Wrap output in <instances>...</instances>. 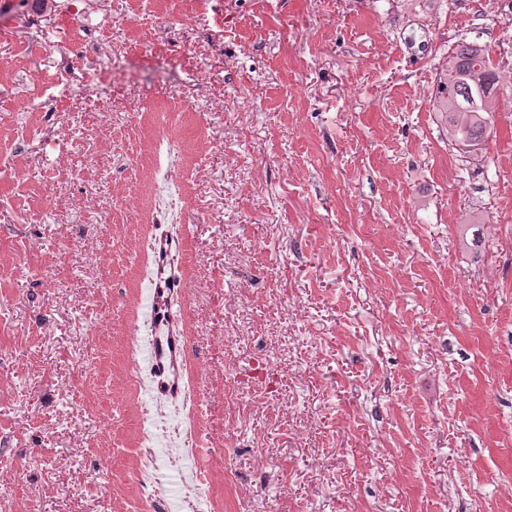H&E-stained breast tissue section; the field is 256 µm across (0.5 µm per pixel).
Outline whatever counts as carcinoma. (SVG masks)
Wrapping results in <instances>:
<instances>
[{"label": "carcinoma", "mask_w": 512, "mask_h": 512, "mask_svg": "<svg viewBox=\"0 0 512 512\" xmlns=\"http://www.w3.org/2000/svg\"><path fill=\"white\" fill-rule=\"evenodd\" d=\"M435 90L430 100L435 122L446 142L473 164L481 159L485 142L494 135L496 106L501 94L489 51L479 39L463 40L436 68ZM485 223L480 208L471 209L459 225L460 248L476 246L469 230Z\"/></svg>", "instance_id": "carcinoma-1"}]
</instances>
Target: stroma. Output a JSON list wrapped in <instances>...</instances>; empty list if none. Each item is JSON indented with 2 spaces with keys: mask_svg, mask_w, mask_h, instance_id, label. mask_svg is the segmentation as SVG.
Here are the masks:
<instances>
[{
  "mask_svg": "<svg viewBox=\"0 0 512 512\" xmlns=\"http://www.w3.org/2000/svg\"><path fill=\"white\" fill-rule=\"evenodd\" d=\"M479 2L0 0V512H512V116L429 105L462 39L512 98ZM489 51L479 39L462 40L436 68L430 100L435 122L448 145L474 164L494 135L496 106L504 98ZM478 224H485V214L483 210L475 207L468 212L465 221L459 225L458 241L461 249L467 250L476 246L477 242L474 234H472L471 239H468V232L479 226ZM174 276H170L163 288V319L161 325L155 321V331L160 330L161 326H170V332L167 336H153L152 348L150 349L149 364L155 380L157 382V391L160 395L176 399L181 392V360L185 354V343L177 331V318L172 311L171 297L177 286ZM167 291L170 299L167 308L164 294Z\"/></svg>",
  "mask_w": 512,
  "mask_h": 512,
  "instance_id": "obj_1",
  "label": "stroma"
}]
</instances>
